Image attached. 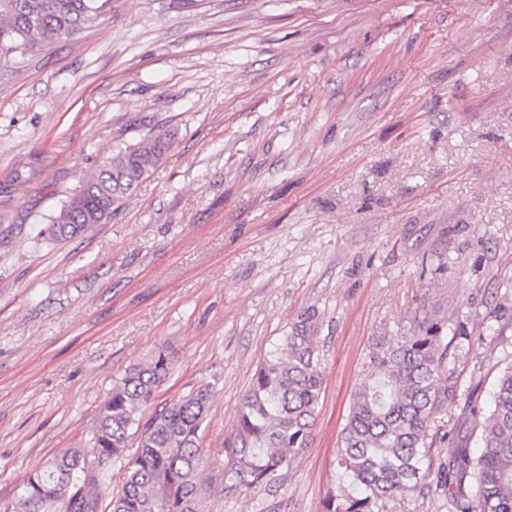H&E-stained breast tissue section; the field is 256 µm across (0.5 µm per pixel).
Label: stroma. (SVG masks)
<instances>
[{"label":"stroma","instance_id":"1","mask_svg":"<svg viewBox=\"0 0 512 512\" xmlns=\"http://www.w3.org/2000/svg\"><path fill=\"white\" fill-rule=\"evenodd\" d=\"M160 134L125 205L48 238L102 157ZM308 308L310 444L277 488L225 492L239 403ZM424 315L470 336L436 463L512 362V0H112L0 63V504L162 346L152 408L214 386L197 512H321L373 344Z\"/></svg>","mask_w":512,"mask_h":512}]
</instances>
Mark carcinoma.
<instances>
[{
    "instance_id": "1",
    "label": "carcinoma",
    "mask_w": 512,
    "mask_h": 512,
    "mask_svg": "<svg viewBox=\"0 0 512 512\" xmlns=\"http://www.w3.org/2000/svg\"><path fill=\"white\" fill-rule=\"evenodd\" d=\"M110 2L0 0V56L22 58L92 27ZM168 147L167 138L157 136L103 158L61 206L49 237L63 241L106 220L150 176ZM315 318L313 309L301 312L257 368L234 432L224 439V490L274 487L308 447L324 382ZM443 329L425 316L376 342L371 373L352 397L337 455L353 490L329 492L322 512H382L390 500L433 490L448 495L451 512H512V363L500 371L488 405L477 397L467 403L478 448H470L466 436L451 437L447 459L423 467L433 418L455 397ZM171 369L172 359L159 348L146 363L126 370L99 407L90 447L68 448L27 477L14 512H196L200 441L213 384L194 387L144 418ZM132 439L137 447L129 455ZM112 460L124 462L125 477L105 505L100 488L110 480L105 464Z\"/></svg>"
}]
</instances>
